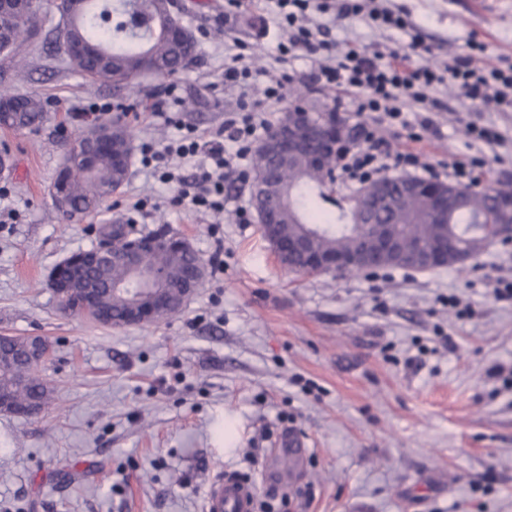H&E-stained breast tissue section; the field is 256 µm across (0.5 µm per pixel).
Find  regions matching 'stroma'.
Here are the masks:
<instances>
[{
  "mask_svg": "<svg viewBox=\"0 0 512 512\" xmlns=\"http://www.w3.org/2000/svg\"><path fill=\"white\" fill-rule=\"evenodd\" d=\"M197 55L172 81L184 124L217 129L236 91L225 88L224 57L237 42L254 54L260 92L280 30L263 0H177ZM403 31H372L360 17L328 16L337 41H378L407 52L413 35L432 48L423 62L471 54L474 66L512 56V0H395ZM91 83L55 48V31L0 56V92L41 99L34 130L0 128V186L16 219L0 223V336H39L50 356L37 370L49 406L27 417L0 412V512H205L204 494L224 472L248 475L265 492L282 478L272 454L283 430L308 444L305 471L288 490L290 512H512V389L490 377L512 366V304L493 282L512 277V238L474 260L389 281L363 272L296 274L279 265L259 223L234 221L251 184L228 183L223 222L176 207L173 186L138 163L92 214L65 222L50 194L71 142L92 117L69 103L109 102L133 144L164 141L173 127L152 117V96L171 81ZM439 136L421 148L429 161L484 159L486 185L512 181V112L473 106L448 86L434 93ZM313 112L358 121L354 96L294 92ZM492 124L505 142H470L466 122ZM134 221L167 226L204 261L220 257L182 310L145 326L107 327L62 315L49 286L54 268L89 249L100 228ZM471 305L461 318L441 305ZM256 452L257 465L245 460Z\"/></svg>",
  "mask_w": 512,
  "mask_h": 512,
  "instance_id": "35a3bbf8",
  "label": "stroma"
}]
</instances>
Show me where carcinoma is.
<instances>
[{"label":"carcinoma","mask_w":512,"mask_h":512,"mask_svg":"<svg viewBox=\"0 0 512 512\" xmlns=\"http://www.w3.org/2000/svg\"><path fill=\"white\" fill-rule=\"evenodd\" d=\"M11 10L14 22L0 29V52L16 55L30 37L31 11L28 10V0H12ZM170 11L168 0H115L110 11L102 8L100 0H84L82 10L69 16V32L74 37L99 43L101 52L94 58L74 59L68 64L93 82L116 85L128 84L142 74L149 60L166 75L178 73L196 56L197 47L192 36L180 39L167 32L165 21ZM1 99L11 103L16 112V117L7 126L33 128L43 122L44 110L39 98L4 91L0 93ZM335 168L334 154L321 166L315 164L309 153L295 163L279 165L272 164L262 154H255V170L270 172L271 183L292 190L291 201L272 210L279 235L303 237L306 230L313 227L316 232L307 238V247L316 252L349 251L366 245L368 237L356 235L345 224L344 214L335 216L314 204V197L322 196L326 173ZM123 172L122 164L113 160L110 151L98 155L97 167L91 173L86 172L82 164H74L63 185L71 205V212L65 217L94 212L109 195L108 188L121 179ZM466 193L468 208L458 211L452 217V224L448 225L450 249L468 247L481 231L496 233L498 199L512 198V182L488 191L469 188ZM377 219L386 225L389 235L404 241L429 243L441 237L440 225L425 215L423 200L416 196L398 198V206L381 211ZM197 257L199 254L191 248L162 245L143 248L138 259L142 265L165 271L174 279L193 274ZM95 278L102 285L100 305L109 313L111 324L121 325L130 298L111 292L108 284L128 280L126 267L111 264L98 270ZM0 391L17 408L30 400L45 403L50 395L48 383L36 371L26 373L19 359L11 369L0 371Z\"/></svg>","instance_id":"1"}]
</instances>
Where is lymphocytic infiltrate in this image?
<instances>
[{
	"mask_svg": "<svg viewBox=\"0 0 512 512\" xmlns=\"http://www.w3.org/2000/svg\"><path fill=\"white\" fill-rule=\"evenodd\" d=\"M267 9L286 29L287 38L278 42L275 56L282 71L266 85L262 100H249L256 72L244 53H236L225 60L223 77L225 87L237 91V104L225 112L217 131L206 134L184 127L163 147L140 145L141 167L158 182L175 185V204L223 214L225 180L247 181L248 160L257 141L270 130L267 115L286 101L296 82L293 64L303 58L315 65L310 80L318 89L347 88L359 96L356 138L342 144L337 156L342 181L351 186L393 168L437 176L436 167L419 148L436 131L430 116L436 85L453 83L463 97L490 110L512 109V58L501 57L483 68L474 67L466 56L453 57L444 68L415 65L411 55L428 50L417 36L407 53L395 51L387 58L363 46H338L328 24L316 19L317 13L329 11L327 0H267ZM339 12L363 17L377 29L408 26L403 10L391 8L386 0H340ZM395 137L405 140L404 148H393ZM176 157L197 159L195 171L188 175L175 171L170 162Z\"/></svg>",
	"mask_w": 512,
	"mask_h": 512,
	"instance_id": "obj_1",
	"label": "lymphocytic infiltrate"
}]
</instances>
